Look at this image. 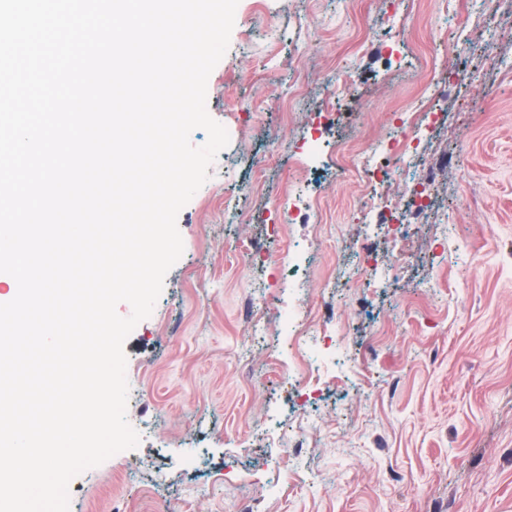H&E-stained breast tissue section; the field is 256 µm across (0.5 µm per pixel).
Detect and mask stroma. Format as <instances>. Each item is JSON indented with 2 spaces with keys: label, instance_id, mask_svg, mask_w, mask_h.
Here are the masks:
<instances>
[{
  "label": "stroma",
  "instance_id": "35a3bbf8",
  "mask_svg": "<svg viewBox=\"0 0 512 512\" xmlns=\"http://www.w3.org/2000/svg\"><path fill=\"white\" fill-rule=\"evenodd\" d=\"M424 95L410 172L337 170ZM206 107L230 143L124 344L140 443L72 478L69 512H512V0H239ZM425 173L390 246L360 203ZM354 246L395 277L345 281ZM305 309L330 348L299 352Z\"/></svg>",
  "mask_w": 512,
  "mask_h": 512
}]
</instances>
